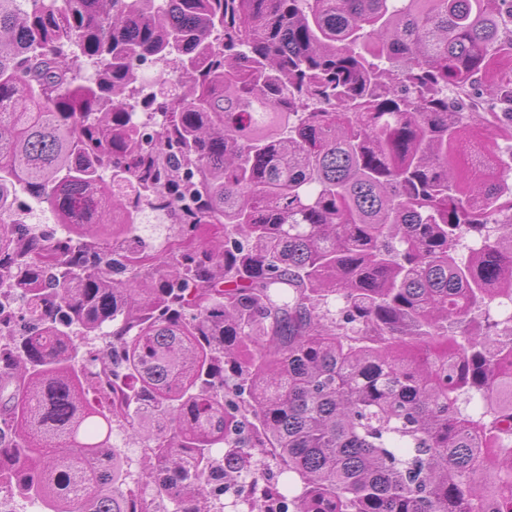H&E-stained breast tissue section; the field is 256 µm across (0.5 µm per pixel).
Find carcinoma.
<instances>
[{"mask_svg":"<svg viewBox=\"0 0 512 512\" xmlns=\"http://www.w3.org/2000/svg\"><path fill=\"white\" fill-rule=\"evenodd\" d=\"M500 58L512 0H0V489L512 512ZM20 191L65 234L7 222ZM144 205L222 237L148 253Z\"/></svg>","mask_w":512,"mask_h":512,"instance_id":"1","label":"carcinoma"}]
</instances>
